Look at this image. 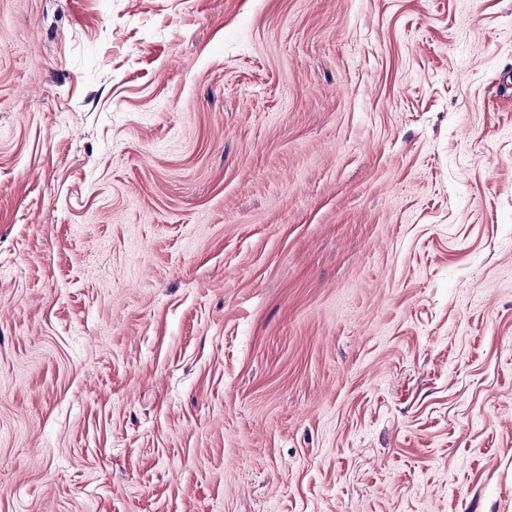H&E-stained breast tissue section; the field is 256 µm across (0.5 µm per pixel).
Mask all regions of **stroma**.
<instances>
[{"label": "stroma", "instance_id": "obj_1", "mask_svg": "<svg viewBox=\"0 0 512 512\" xmlns=\"http://www.w3.org/2000/svg\"><path fill=\"white\" fill-rule=\"evenodd\" d=\"M0 512H512V0H0Z\"/></svg>", "mask_w": 512, "mask_h": 512}]
</instances>
